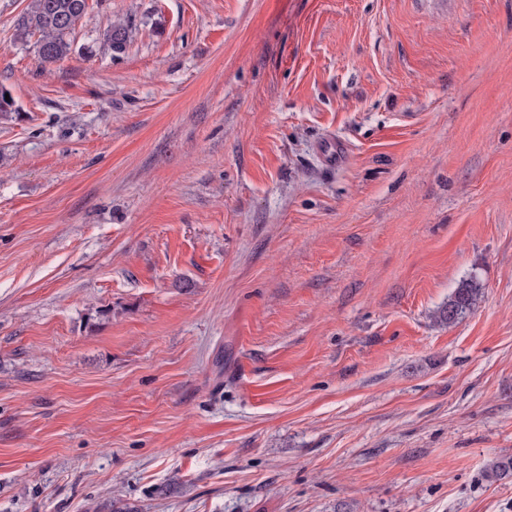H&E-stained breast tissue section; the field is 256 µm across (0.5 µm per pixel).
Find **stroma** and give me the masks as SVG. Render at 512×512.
<instances>
[{
    "instance_id": "stroma-1",
    "label": "stroma",
    "mask_w": 512,
    "mask_h": 512,
    "mask_svg": "<svg viewBox=\"0 0 512 512\" xmlns=\"http://www.w3.org/2000/svg\"><path fill=\"white\" fill-rule=\"evenodd\" d=\"M27 3L0 512H512V0ZM87 9L88 0H29L17 22L15 41L25 43L37 35L35 44L41 61H61L70 55ZM128 31L129 29L126 23L117 21L111 23L104 32V43L112 53L119 54L123 52L128 39ZM479 295L480 288H477L472 279L463 280L454 295L448 300V306L442 310L441 317L448 320V323L453 322L475 305Z\"/></svg>"
}]
</instances>
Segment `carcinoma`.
I'll return each instance as SVG.
<instances>
[{"mask_svg": "<svg viewBox=\"0 0 512 512\" xmlns=\"http://www.w3.org/2000/svg\"><path fill=\"white\" fill-rule=\"evenodd\" d=\"M88 0H29L19 18L14 38L25 43L35 36L38 57L44 63H55L67 58L72 51L77 28L87 14ZM104 43L114 54L123 52L128 39V25L117 21L103 35ZM480 295V289L471 279H465L448 300L441 317L450 322L471 309Z\"/></svg>", "mask_w": 512, "mask_h": 512, "instance_id": "1", "label": "carcinoma"}]
</instances>
